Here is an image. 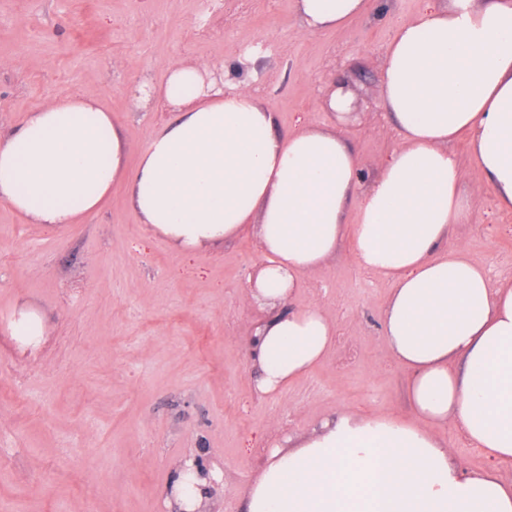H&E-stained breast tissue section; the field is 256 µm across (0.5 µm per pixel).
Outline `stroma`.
<instances>
[{
  "label": "stroma",
  "instance_id": "1",
  "mask_svg": "<svg viewBox=\"0 0 512 512\" xmlns=\"http://www.w3.org/2000/svg\"><path fill=\"white\" fill-rule=\"evenodd\" d=\"M0 0V129L58 93H95L136 166L171 119L135 91L173 59L228 62L224 77L260 88L284 131L328 126L354 149L366 180L399 132L376 92L382 48L423 0H368L345 27L304 33L295 0ZM205 33H197L198 20ZM247 65H237L242 53ZM360 103L350 122L323 104L327 81ZM467 195L482 202L452 227L493 282L512 281V211H498L468 143L451 144ZM259 258L248 232L186 253L149 233L123 187L82 223L32 224L0 204V512H173L166 489L182 459L221 473L207 512H242L270 447L340 413L404 416L408 372L383 333L390 283L360 268L348 243L306 277L294 299L319 303L337 342L279 396L251 382L258 309L244 284ZM42 314L34 342L11 335L20 308Z\"/></svg>",
  "mask_w": 512,
  "mask_h": 512
}]
</instances>
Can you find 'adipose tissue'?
I'll return each mask as SVG.
<instances>
[{"label": "adipose tissue", "instance_id": "adipose-tissue-1", "mask_svg": "<svg viewBox=\"0 0 512 512\" xmlns=\"http://www.w3.org/2000/svg\"><path fill=\"white\" fill-rule=\"evenodd\" d=\"M319 34L366 11L365 0H295ZM176 60L154 97L174 106L136 169L96 94L60 93L0 131V204L62 227L126 187L140 223L195 252L254 232L261 254L246 293L270 309L252 344L259 394H283L336 342L315 303L292 307L304 277L348 242L356 263L392 285L384 333L409 372L410 411L344 413L290 447H273L244 512H512V282L492 285L451 225L479 203L460 189L449 143L465 138L497 209L512 210V0H427L384 47L380 103L402 143L364 183L336 133H281L273 109L241 83L204 80ZM354 223H346L347 211ZM460 426L493 464L462 470L428 424ZM210 479L177 467L168 499L195 512Z\"/></svg>", "mask_w": 512, "mask_h": 512}]
</instances>
